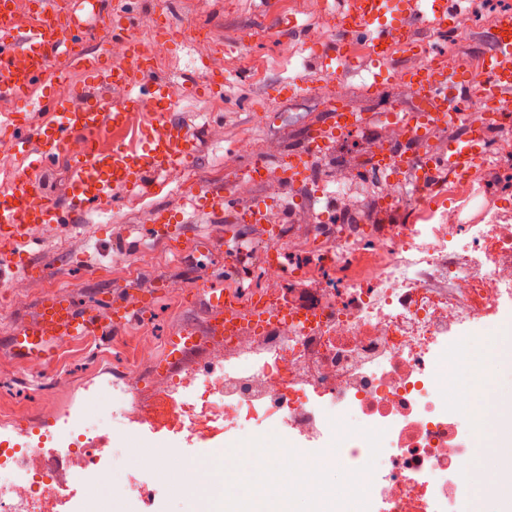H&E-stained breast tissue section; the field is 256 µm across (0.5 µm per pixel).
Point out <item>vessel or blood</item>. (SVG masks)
<instances>
[{
  "instance_id": "b4317fda",
  "label": "vessel or blood",
  "mask_w": 512,
  "mask_h": 512,
  "mask_svg": "<svg viewBox=\"0 0 512 512\" xmlns=\"http://www.w3.org/2000/svg\"><path fill=\"white\" fill-rule=\"evenodd\" d=\"M16 8L17 0H0V99L47 112L48 121L37 135L38 161L47 164L64 158L70 163L62 203H55L43 188L25 177L20 178L14 191L0 194V238L29 247L37 242L36 226L64 224L69 217L107 209L116 190L143 197L157 195L161 189L159 176L193 161L196 139L175 117L174 93L168 82L157 78L152 55L135 44L130 16L122 13L107 21L113 42L130 48L133 56L129 65L115 67L109 61L111 44L93 55L75 51L74 46L80 41L76 31L82 22L78 16L63 13L57 0H34L32 21L25 27L12 21ZM459 8V0H348L338 12V38L317 50V64L323 73L335 74L343 66L346 42L365 40L380 63L378 72L372 75L373 88H380L392 78L386 64L389 56L400 48L412 50L414 25L430 26L440 35H447L454 28ZM492 41V49L480 60L484 73L481 86L470 83L469 61H459L452 68L445 55H436L429 64L403 72L406 83L428 96L431 110H390L380 114V121L402 125L421 136L451 123L466 122L464 105L476 96L489 101L493 120L511 114L512 12L499 16ZM62 47L69 48L72 64L83 72L88 85L121 88L124 97L109 104L90 94L79 104L69 94L36 98L35 91L46 77L51 55ZM223 88V76L213 75L205 84L185 81L179 92L192 97ZM146 99L153 101L155 107L139 131L138 147L116 142L109 149H99V137L125 127L130 114ZM354 129V124L329 114L314 128L302 149L291 158L278 159L280 171H303L310 157L324 150L337 134ZM78 143L83 146L79 152L74 149ZM484 147L483 133H468L449 142L442 152L421 158L420 175L429 181L443 170L466 173L483 161ZM191 194L194 215L225 209L237 211L240 223L259 221L257 212L237 210L227 188L198 184L192 187ZM147 313L145 303L129 305L117 300L112 304L111 315L104 317L93 309L76 307L64 297L48 294L40 301L39 323L16 328L10 346L27 364L46 367L55 360L63 340L91 337L104 344L125 325L144 319Z\"/></svg>"
}]
</instances>
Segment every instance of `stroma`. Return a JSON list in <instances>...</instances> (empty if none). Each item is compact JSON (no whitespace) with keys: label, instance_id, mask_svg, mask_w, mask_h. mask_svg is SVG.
Returning a JSON list of instances; mask_svg holds the SVG:
<instances>
[{"label":"stroma","instance_id":"stroma-1","mask_svg":"<svg viewBox=\"0 0 512 512\" xmlns=\"http://www.w3.org/2000/svg\"><path fill=\"white\" fill-rule=\"evenodd\" d=\"M285 17L303 26L317 21L328 33L336 32L335 0H281ZM512 9V0H493L480 7L481 17L463 37L448 40L449 49L475 57L491 48L492 10ZM169 17L177 39L157 66L171 85L195 76L201 59L221 61L224 91L177 98L175 112L196 129L197 157L189 174L206 184L223 180L221 160L235 159L246 166L237 144L253 136L259 144L260 159L273 160L281 151L302 145L306 132L323 122L327 110V77L315 60H302L303 44L279 35L277 23L263 7V0H175ZM210 32V39L194 40L191 30ZM314 78L308 102L287 107L282 88L300 71ZM41 181L49 194L62 198L67 180L66 162L55 161L49 168H28L15 150L0 152V192L13 190L19 176ZM163 189L152 198H135L116 193L117 205L108 212H91L75 224H44L35 247L20 248L15 254L14 283L23 297L20 305L8 303L0 288V433L9 434L12 418L22 416L34 426L45 420L79 414L80 428H101L112 407L111 398L89 403L91 392L119 380L127 364L141 372L140 400L152 399L155 383L172 381L187 368L208 366V348L213 336L208 330L209 308L196 302L192 264L199 251L209 253L210 263H224V217L183 223L190 198L178 191L172 175L162 178ZM166 210L175 232L176 251L166 250L152 232L156 210ZM176 281L184 286L182 301L172 300L164 284ZM59 289L79 307L102 305L115 297L146 298L151 311L122 332L123 347L100 345L93 338L68 343L58 358L40 374L12 354L7 344L16 327L32 323L39 301L52 289ZM189 328L200 339L179 361L164 365L165 346L179 329ZM162 420L150 426L137 422H114L106 440L108 463L116 480L131 479L151 486V475L141 463L142 448H183L186 455L205 460L212 449L223 447V433L206 442L186 444L170 429L172 409L161 405Z\"/></svg>","mask_w":512,"mask_h":512}]
</instances>
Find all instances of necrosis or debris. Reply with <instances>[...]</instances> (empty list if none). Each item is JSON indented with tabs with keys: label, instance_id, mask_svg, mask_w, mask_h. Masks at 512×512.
<instances>
[{
	"label": "necrosis or debris",
	"instance_id": "1",
	"mask_svg": "<svg viewBox=\"0 0 512 512\" xmlns=\"http://www.w3.org/2000/svg\"><path fill=\"white\" fill-rule=\"evenodd\" d=\"M479 98L467 128L486 129L483 162L441 173L429 185L375 174L370 211L324 221L329 187L310 165L305 234L286 223L283 185L268 184L262 209L264 259L255 287L232 289L242 310L287 317L265 329L237 328L208 371L189 369L157 390L179 405L190 438L207 441L223 422L224 466L179 450L146 462L188 512H448L468 498L474 512H512V209L466 220L458 205L488 172L512 169V125L489 126ZM463 367L461 384L448 367ZM126 399L112 416L154 422L155 405L135 400L140 373L128 366ZM345 433L338 457L327 454ZM83 455L89 432L53 434L15 422L0 439V512H35L51 495L46 446ZM259 449L251 496L238 489L248 449ZM21 473L10 475L15 455ZM77 512H121L145 494L97 471Z\"/></svg>",
	"mask_w": 512,
	"mask_h": 512
}]
</instances>
